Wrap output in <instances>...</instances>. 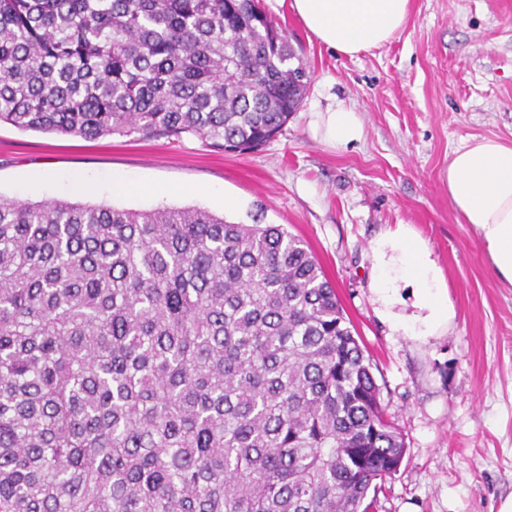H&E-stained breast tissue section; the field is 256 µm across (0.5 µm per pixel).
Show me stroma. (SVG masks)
I'll return each instance as SVG.
<instances>
[{"label":"stroma","instance_id":"35a3bbf8","mask_svg":"<svg viewBox=\"0 0 512 512\" xmlns=\"http://www.w3.org/2000/svg\"><path fill=\"white\" fill-rule=\"evenodd\" d=\"M311 83L267 145L218 152L198 137L84 140L0 126V197L127 210L202 208L276 224L303 240L335 286L374 364L407 448L374 512H497L512 496V284L448 200L452 152L512 143V0H411L403 29L348 57L318 42L288 0H263ZM353 108L363 136L341 149L317 113ZM150 185L112 190L113 174ZM411 225L448 283L456 319L421 342L394 333L370 288L371 243Z\"/></svg>","mask_w":512,"mask_h":512}]
</instances>
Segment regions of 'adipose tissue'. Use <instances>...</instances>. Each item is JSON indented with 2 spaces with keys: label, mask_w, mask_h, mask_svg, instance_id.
I'll list each match as a JSON object with an SVG mask.
<instances>
[{
  "label": "adipose tissue",
  "mask_w": 512,
  "mask_h": 512,
  "mask_svg": "<svg viewBox=\"0 0 512 512\" xmlns=\"http://www.w3.org/2000/svg\"><path fill=\"white\" fill-rule=\"evenodd\" d=\"M291 10L326 47L353 57L389 42L405 25L410 0H291ZM322 140L342 148L359 140L357 113L337 107L316 124ZM448 199L483 241L496 275L512 284V144L476 139L454 151L446 172ZM371 289L392 330L424 340L447 331L456 317L444 274L425 242L406 224L371 247ZM412 313H404L403 289Z\"/></svg>",
  "instance_id": "1"
}]
</instances>
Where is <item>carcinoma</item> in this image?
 <instances>
[{
	"label": "carcinoma",
	"instance_id": "carcinoma-1",
	"mask_svg": "<svg viewBox=\"0 0 512 512\" xmlns=\"http://www.w3.org/2000/svg\"><path fill=\"white\" fill-rule=\"evenodd\" d=\"M259 0H0V124L271 142ZM404 438L308 246L197 208L0 200V512H367Z\"/></svg>",
	"mask_w": 512,
	"mask_h": 512
}]
</instances>
